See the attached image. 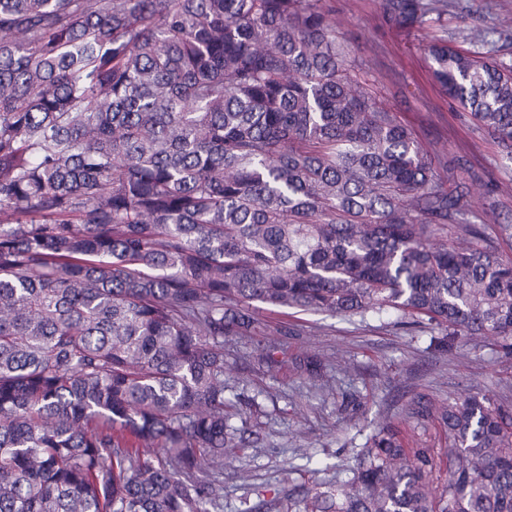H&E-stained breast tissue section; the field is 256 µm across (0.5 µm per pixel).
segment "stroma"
I'll list each match as a JSON object with an SVG mask.
<instances>
[{
	"label": "stroma",
	"mask_w": 512,
	"mask_h": 512,
	"mask_svg": "<svg viewBox=\"0 0 512 512\" xmlns=\"http://www.w3.org/2000/svg\"><path fill=\"white\" fill-rule=\"evenodd\" d=\"M430 34L447 32L460 43L462 30H483L494 59L512 63V40L500 22L512 18V0H458ZM336 37L348 49L351 74L366 80L374 96L410 122L434 155L459 154L478 180L469 204L482 209L485 188L512 184V159L481 131L458 103L433 84L418 39L389 21L370 0H331ZM259 336L224 340L226 395L242 413L252 447L224 469L223 512H265L270 500L287 505L321 482H342L359 463V452L381 418L404 420L419 397L445 400L469 391L512 398V360L491 346L441 348L434 326L409 329L395 311L352 318L328 313H277L259 306ZM269 343L274 362L260 355ZM336 357L351 365L334 373L335 390L317 392L293 362L305 353Z\"/></svg>",
	"instance_id": "obj_1"
}]
</instances>
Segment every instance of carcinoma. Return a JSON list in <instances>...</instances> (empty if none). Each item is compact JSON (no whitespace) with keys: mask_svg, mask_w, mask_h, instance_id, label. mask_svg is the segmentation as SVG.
Instances as JSON below:
<instances>
[{"mask_svg":"<svg viewBox=\"0 0 512 512\" xmlns=\"http://www.w3.org/2000/svg\"><path fill=\"white\" fill-rule=\"evenodd\" d=\"M409 29L452 0H381ZM512 158V64L422 43ZM324 0H0V512H218L246 447L224 338L253 304L402 323L512 360L499 187L346 72ZM454 228L448 237V228ZM314 387L331 390L303 358ZM378 423L285 512H512V411L468 394Z\"/></svg>","mask_w":512,"mask_h":512,"instance_id":"cac0c4a2","label":"carcinoma"}]
</instances>
